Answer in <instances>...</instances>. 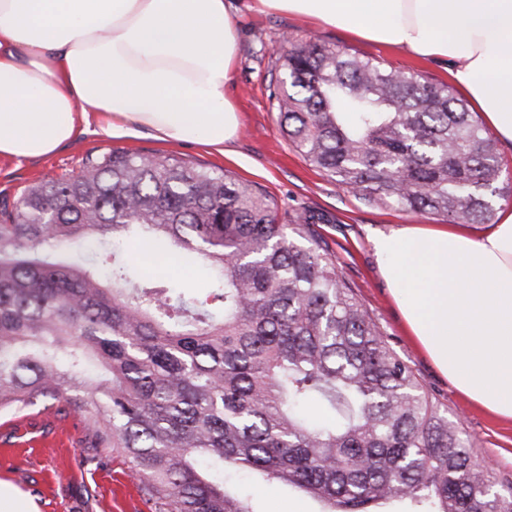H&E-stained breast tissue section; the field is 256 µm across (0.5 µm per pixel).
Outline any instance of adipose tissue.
<instances>
[{
	"label": "adipose tissue",
	"instance_id": "obj_1",
	"mask_svg": "<svg viewBox=\"0 0 512 512\" xmlns=\"http://www.w3.org/2000/svg\"><path fill=\"white\" fill-rule=\"evenodd\" d=\"M447 63L512 141V0H252ZM232 0H0V156L38 159L89 125L223 150L240 116ZM409 332L453 389L512 420V210L476 231L392 228L372 241Z\"/></svg>",
	"mask_w": 512,
	"mask_h": 512
}]
</instances>
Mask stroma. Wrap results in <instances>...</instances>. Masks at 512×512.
Returning a JSON list of instances; mask_svg holds the SVG:
<instances>
[{"mask_svg":"<svg viewBox=\"0 0 512 512\" xmlns=\"http://www.w3.org/2000/svg\"><path fill=\"white\" fill-rule=\"evenodd\" d=\"M233 24L239 34V63L230 91L242 126L226 153L200 145L163 143L146 133L129 140L85 134L38 160L0 156V204H15L25 188L45 177L67 178L79 173L87 158L124 151L171 155L226 171L265 192L274 201L283 224L297 208L323 215L324 223L315 230L328 243L343 276L384 331L389 348L452 416L461 419L481 458L495 471L512 476V421L472 405L414 345L372 249L377 234L400 224L426 225L432 223V216L370 205L309 164L283 137L271 99L283 89L278 52L288 35L297 42L314 36L327 46L418 73L438 84L448 83L447 69L428 58L349 38L334 28H315L291 17L254 12L248 0H237ZM42 409V404L36 403L16 411H0V480L9 482L14 473H21L26 480L22 491L38 512H146L148 504L139 496L128 465L98 447L93 427L71 428L68 410L61 404L55 407L54 423H45ZM70 440L79 446L78 458H70L63 447Z\"/></svg>","mask_w":512,"mask_h":512,"instance_id":"35a3bbf8","label":"stroma"}]
</instances>
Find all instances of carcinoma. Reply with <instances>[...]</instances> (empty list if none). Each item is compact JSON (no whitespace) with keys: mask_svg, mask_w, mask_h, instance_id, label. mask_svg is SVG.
Returning a JSON list of instances; mask_svg holds the SVG:
<instances>
[{"mask_svg":"<svg viewBox=\"0 0 512 512\" xmlns=\"http://www.w3.org/2000/svg\"><path fill=\"white\" fill-rule=\"evenodd\" d=\"M288 141L372 205L458 224L512 198L445 84L317 41L279 55ZM180 159L105 153L0 211V408L63 401L154 512H260L236 481L320 512H512L457 421L390 350L313 224ZM205 287L140 270L136 246Z\"/></svg>","mask_w":512,"mask_h":512,"instance_id":"1","label":"carcinoma"}]
</instances>
